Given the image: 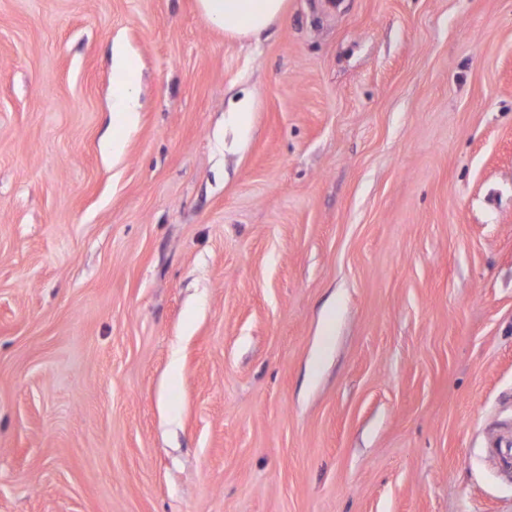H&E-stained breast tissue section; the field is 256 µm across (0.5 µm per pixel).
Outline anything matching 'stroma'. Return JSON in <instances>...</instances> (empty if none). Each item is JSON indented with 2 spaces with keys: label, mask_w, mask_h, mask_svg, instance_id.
I'll list each match as a JSON object with an SVG mask.
<instances>
[{
  "label": "stroma",
  "mask_w": 512,
  "mask_h": 512,
  "mask_svg": "<svg viewBox=\"0 0 512 512\" xmlns=\"http://www.w3.org/2000/svg\"><path fill=\"white\" fill-rule=\"evenodd\" d=\"M500 430L512 0H0V512H512ZM206 20L225 35L250 37L268 28L287 10L288 0H197ZM112 73V110L131 125L139 108L135 90L136 66L128 50L120 42L112 45Z\"/></svg>",
  "instance_id": "1"
}]
</instances>
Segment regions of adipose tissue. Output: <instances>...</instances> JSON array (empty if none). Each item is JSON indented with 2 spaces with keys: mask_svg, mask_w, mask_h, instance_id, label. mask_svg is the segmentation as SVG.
<instances>
[{
  "mask_svg": "<svg viewBox=\"0 0 512 512\" xmlns=\"http://www.w3.org/2000/svg\"><path fill=\"white\" fill-rule=\"evenodd\" d=\"M206 20L233 37H248L268 28L287 10L288 0H197ZM112 109L133 123L139 108L135 90L136 66L122 43L112 46Z\"/></svg>",
  "mask_w": 512,
  "mask_h": 512,
  "instance_id": "ef3b65f1",
  "label": "adipose tissue"
}]
</instances>
